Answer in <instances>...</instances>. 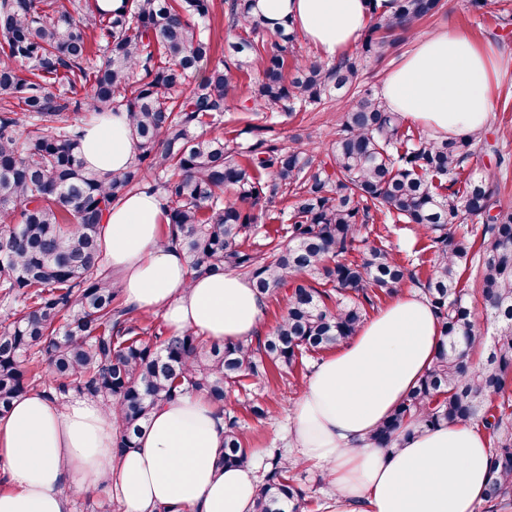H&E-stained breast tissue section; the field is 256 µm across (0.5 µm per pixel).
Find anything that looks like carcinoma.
Wrapping results in <instances>:
<instances>
[{"instance_id":"obj_1","label":"carcinoma","mask_w":512,"mask_h":512,"mask_svg":"<svg viewBox=\"0 0 512 512\" xmlns=\"http://www.w3.org/2000/svg\"><path fill=\"white\" fill-rule=\"evenodd\" d=\"M256 0H225L236 53L211 58L203 23L213 0H125L119 12L98 0H0V291L21 308L0 321V418L34 389L52 399L71 392L118 415L114 451L136 446L153 411L203 393L224 414L221 467L245 464L235 387L262 388L269 367L291 372L307 353L347 342L380 296H395L415 274L369 239L381 213L431 235L423 294L442 342L417 386L370 443L390 449L403 432L473 423L488 435L487 512L512 508V209L497 205L494 176L461 180L486 141L444 140L404 127L381 98L356 86L361 62L383 57L386 35L434 16L441 0H396L373 9L362 57L332 65L302 59L286 71L294 33L270 26ZM103 61L88 58L87 32ZM259 78L240 111L259 120L295 105L331 103L340 113L326 155L317 146L209 138L223 128L236 85L232 68ZM125 112L133 162L100 176L80 156L81 128ZM149 187L165 201V242L186 255L190 276L235 271L263 295L286 291L280 321L255 340L214 342L191 331L164 332L123 303L98 249L112 204ZM496 210L479 227L467 220ZM287 215L288 242L248 241L261 216ZM362 253L361 260L350 258ZM479 270L478 287L460 271ZM480 297L487 341L471 310ZM481 364L475 365L474 358ZM293 467L274 451L253 512H300Z\"/></svg>"}]
</instances>
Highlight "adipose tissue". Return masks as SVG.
<instances>
[{"mask_svg": "<svg viewBox=\"0 0 512 512\" xmlns=\"http://www.w3.org/2000/svg\"><path fill=\"white\" fill-rule=\"evenodd\" d=\"M392 0H257L269 23L285 22L329 58L360 36L372 7ZM507 56L447 29L420 39L387 74V107L456 139L485 128ZM86 167L128 166L134 139L126 113H111L81 139ZM162 197L142 189L105 216L99 247L127 304L162 313L170 331L222 342L257 336L265 298L242 275L190 277L185 254L165 241ZM435 313L404 295L319 363L295 401L288 462L319 469L331 488L325 512H476L488 482L489 443L470 423L404 436L395 448L369 438L417 385L440 346ZM116 418L97 401L59 402L34 392L0 419V462L11 487L0 512H73L79 494L107 487L125 512H252L260 489L250 463L219 467L224 417L203 396L159 406L135 448L115 455Z\"/></svg>", "mask_w": 512, "mask_h": 512, "instance_id": "adipose-tissue-1", "label": "adipose tissue"}]
</instances>
